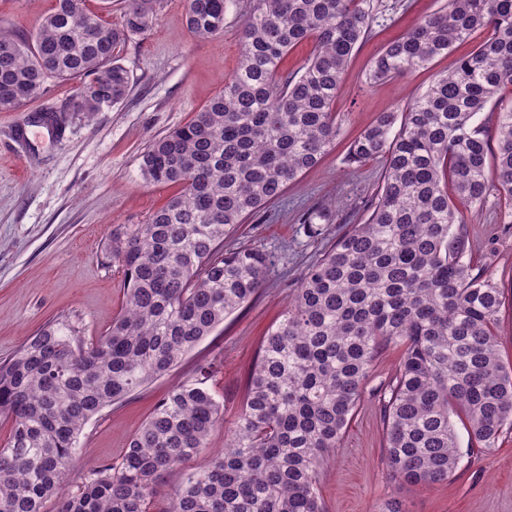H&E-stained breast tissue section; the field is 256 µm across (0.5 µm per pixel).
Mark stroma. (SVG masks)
Masks as SVG:
<instances>
[{
    "instance_id": "1",
    "label": "stroma",
    "mask_w": 512,
    "mask_h": 512,
    "mask_svg": "<svg viewBox=\"0 0 512 512\" xmlns=\"http://www.w3.org/2000/svg\"><path fill=\"white\" fill-rule=\"evenodd\" d=\"M445 0H371L372 33L354 52L336 101L340 135L335 147L257 215L224 240L225 249L256 245L272 262L264 292L250 308L225 319L168 375L155 379L85 426L70 472L77 491L104 465L121 462L169 388L191 379L204 360L221 355L209 386L224 404L225 425L238 416L260 341L306 268L350 225L366 217L380 175L378 164L348 166L349 143L379 113L399 111L429 85L433 72L453 69L452 51L431 69L369 82L372 58ZM54 0H0V29L33 30ZM247 0H230L223 35L201 39L187 28L183 0H160L149 31L115 51L130 77L120 104L92 115L67 111L75 87L49 81L40 99L0 111V359L45 323L64 320L85 338L105 333L123 300L121 276L107 246L125 226L146 223L176 192L146 183L140 157L150 143L189 122L232 78L242 45L239 14ZM324 206L337 221L323 234L307 231V209ZM512 204L489 197L467 214L472 256L489 266L502 288L512 287ZM224 447V430L206 448L166 474L154 489L151 512H165L188 473L205 469ZM326 512H378L399 502L404 512H512V434L488 454L463 452L448 481L435 486L392 479L383 450L376 402L364 399L318 478Z\"/></svg>"
}]
</instances>
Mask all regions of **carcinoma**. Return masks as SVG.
<instances>
[{
  "instance_id": "1",
  "label": "carcinoma",
  "mask_w": 512,
  "mask_h": 512,
  "mask_svg": "<svg viewBox=\"0 0 512 512\" xmlns=\"http://www.w3.org/2000/svg\"><path fill=\"white\" fill-rule=\"evenodd\" d=\"M158 0H125L104 22L85 0H55L31 34L0 31V110L38 98L52 80H79L72 112H103L131 84L115 48L147 31ZM227 0H185L195 36L224 34ZM369 0H252L234 78L185 125L141 155L148 183L177 192L112 238L123 302L87 340L49 323L0 360V512H149L159 478L206 447L224 405L206 385L220 361L173 386L130 439L122 462L76 494L70 464L85 425L171 372L224 319L261 293L269 255L224 250V237L319 164L340 134L334 103L354 50L371 32ZM490 31L454 69L433 75L398 112L354 139L346 161L381 163L369 215L311 264L261 339L224 451L180 485L165 512H325L318 474L359 407L375 364L402 350L382 400L390 475L448 481L467 447L489 453L512 430V365L498 345L504 291L472 260L465 211L498 193L512 201V0H447L373 59L385 81ZM311 56L280 74L288 50ZM493 104L496 147L475 117ZM309 233L333 223L324 209Z\"/></svg>"
}]
</instances>
